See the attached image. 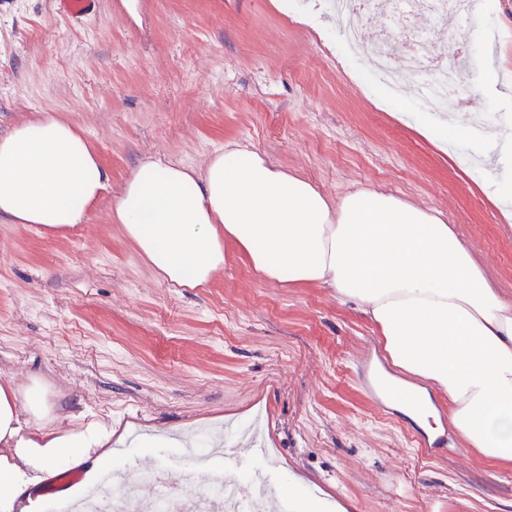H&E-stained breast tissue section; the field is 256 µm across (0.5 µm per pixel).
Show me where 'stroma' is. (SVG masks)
Segmentation results:
<instances>
[{
  "mask_svg": "<svg viewBox=\"0 0 512 512\" xmlns=\"http://www.w3.org/2000/svg\"><path fill=\"white\" fill-rule=\"evenodd\" d=\"M304 12L321 30L297 21ZM421 28L448 39L435 16L373 13L361 42ZM465 32L456 116L492 107L501 121L494 144L476 130L443 147L412 120L426 107L410 56L391 60L402 95L379 98V83L355 78L325 0H294L288 15L273 0H139L134 17L98 0L82 23L56 0H0V135L55 115L109 174L72 229L0 222V385L38 386L48 428L219 435L241 451L258 439L276 483L299 475L346 512H512V465L480 459L450 428L425 455L423 429L373 402L352 361L385 356L353 302L268 280L230 241L206 287H178L112 220L143 157L195 167L240 144L331 196L382 187L440 211L512 301V213L493 199L512 169V0ZM117 462L172 483L183 472L173 443L128 445Z\"/></svg>",
  "mask_w": 512,
  "mask_h": 512,
  "instance_id": "1",
  "label": "stroma"
}]
</instances>
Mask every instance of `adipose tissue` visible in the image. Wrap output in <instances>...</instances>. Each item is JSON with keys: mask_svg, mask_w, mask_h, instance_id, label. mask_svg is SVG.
Here are the masks:
<instances>
[{"mask_svg": "<svg viewBox=\"0 0 512 512\" xmlns=\"http://www.w3.org/2000/svg\"><path fill=\"white\" fill-rule=\"evenodd\" d=\"M107 181L86 139L60 118L0 136V221L72 228ZM112 218L177 286L205 287L229 240L269 280L354 302L398 371L397 407L427 430L452 425L479 456L512 464V302L439 211L377 189L334 198L255 150L228 146L199 168L143 159ZM434 390L447 397V416ZM44 412L39 392L0 385V512H43L39 491L61 466L83 471L65 491L80 499L112 460V427L61 435L35 426Z\"/></svg>", "mask_w": 512, "mask_h": 512, "instance_id": "adipose-tissue-1", "label": "adipose tissue"}]
</instances>
